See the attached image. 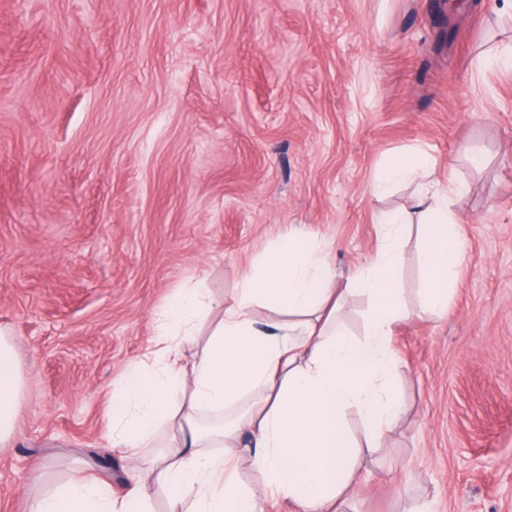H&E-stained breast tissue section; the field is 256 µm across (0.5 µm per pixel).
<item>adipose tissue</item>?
Masks as SVG:
<instances>
[{
    "label": "adipose tissue",
    "instance_id": "ef3b65f1",
    "mask_svg": "<svg viewBox=\"0 0 512 512\" xmlns=\"http://www.w3.org/2000/svg\"><path fill=\"white\" fill-rule=\"evenodd\" d=\"M431 167L421 152L395 156L373 191ZM458 191L453 183L421 185L413 209L384 217L373 259L347 277L336 275L321 244L292 234L253 263L231 299L182 289L109 404L113 447L152 448L155 456L133 466L122 494L74 477L38 493L31 512H154L151 483L169 492L171 512H264L236 479L242 463L298 512H342L362 479L349 413L367 427V445L380 448L401 411L391 347L407 313L398 288L401 241L418 225L419 311L447 313L466 252L448 206ZM359 295L371 305L356 338L343 317ZM260 305L279 318L258 324ZM24 387L15 340L0 328V445L15 433Z\"/></svg>",
    "mask_w": 512,
    "mask_h": 512
}]
</instances>
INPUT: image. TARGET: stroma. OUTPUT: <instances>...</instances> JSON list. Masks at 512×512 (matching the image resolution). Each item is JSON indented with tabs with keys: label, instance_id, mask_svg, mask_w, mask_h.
<instances>
[{
	"label": "stroma",
	"instance_id": "stroma-1",
	"mask_svg": "<svg viewBox=\"0 0 512 512\" xmlns=\"http://www.w3.org/2000/svg\"><path fill=\"white\" fill-rule=\"evenodd\" d=\"M512 0H0V327L25 392L0 512L74 468L121 487L107 407L155 314L235 294L288 234L338 274L423 150L467 253L447 316L398 323L403 414L344 512H512ZM483 159L481 167L471 156ZM432 167L431 158L422 153L414 152L397 155L390 159L380 179L374 184V193H382L393 184L410 180L417 173L429 174Z\"/></svg>",
	"mask_w": 512,
	"mask_h": 512
}]
</instances>
